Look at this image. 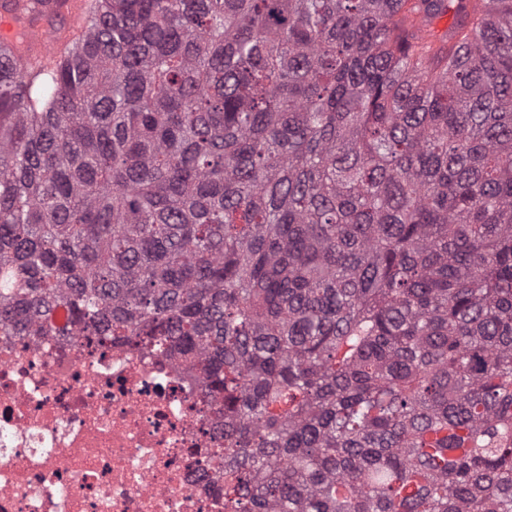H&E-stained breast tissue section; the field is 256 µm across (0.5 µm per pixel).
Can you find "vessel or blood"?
<instances>
[{
    "instance_id": "1",
    "label": "vessel or blood",
    "mask_w": 512,
    "mask_h": 512,
    "mask_svg": "<svg viewBox=\"0 0 512 512\" xmlns=\"http://www.w3.org/2000/svg\"><path fill=\"white\" fill-rule=\"evenodd\" d=\"M83 7L84 0H0V42L51 58L83 31Z\"/></svg>"
}]
</instances>
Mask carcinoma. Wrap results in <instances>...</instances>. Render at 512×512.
I'll return each instance as SVG.
<instances>
[{"instance_id": "obj_1", "label": "carcinoma", "mask_w": 512, "mask_h": 512, "mask_svg": "<svg viewBox=\"0 0 512 512\" xmlns=\"http://www.w3.org/2000/svg\"><path fill=\"white\" fill-rule=\"evenodd\" d=\"M61 308L200 370L224 512H512V0H88L0 62V336Z\"/></svg>"}]
</instances>
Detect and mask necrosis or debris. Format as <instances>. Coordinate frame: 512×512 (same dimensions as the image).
I'll return each instance as SVG.
<instances>
[{
  "label": "necrosis or debris",
  "instance_id": "obj_1",
  "mask_svg": "<svg viewBox=\"0 0 512 512\" xmlns=\"http://www.w3.org/2000/svg\"><path fill=\"white\" fill-rule=\"evenodd\" d=\"M62 329L0 337V512H224L198 374Z\"/></svg>",
  "mask_w": 512,
  "mask_h": 512
}]
</instances>
